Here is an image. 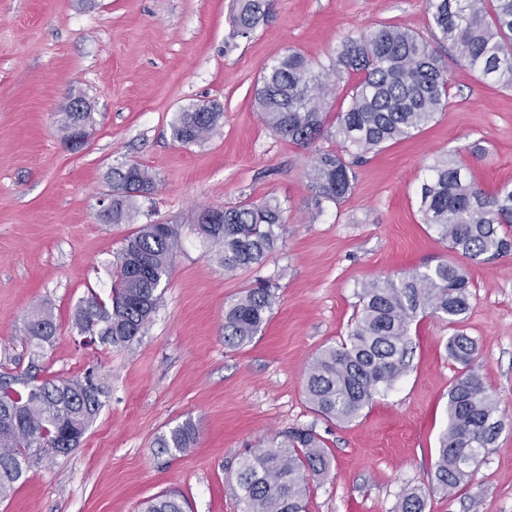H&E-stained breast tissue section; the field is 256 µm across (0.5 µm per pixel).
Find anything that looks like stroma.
<instances>
[{"mask_svg":"<svg viewBox=\"0 0 512 512\" xmlns=\"http://www.w3.org/2000/svg\"><path fill=\"white\" fill-rule=\"evenodd\" d=\"M237 0H0V373L38 363L58 379L94 371L107 394L79 446L44 457L0 512H138L180 491L187 512H242L239 457L291 427L315 430L331 459L311 482L307 512H394L403 492L427 495L426 512H512V255L490 263L452 251L423 224L418 193L435 159L465 165L486 192L512 182V88L451 50L448 105L410 138L355 166L351 194L315 209L307 172L322 138L304 148L263 122L254 92L278 56L297 51L329 67L339 43L384 23L432 39L424 0H271L246 35ZM83 95L94 126L71 151L60 124ZM217 102L220 130L183 146L171 124L181 109ZM136 162L155 191L137 198L132 223H104L100 201L113 167ZM276 200L284 227L259 268L228 275L217 247L190 219L206 207ZM182 227L181 245L142 335L116 349L83 345L72 314L89 293L112 295V261L142 225ZM461 265L470 310L456 324L427 315L410 329V367L351 422L318 415L304 378L321 350L346 340L362 285L378 277ZM276 303L246 346L224 343L225 308L256 280ZM50 307L57 324L43 357L25 332ZM476 339L474 365L505 426L471 480L433 490L448 391L462 367L447 352L457 332ZM192 420L195 443L156 455L155 437Z\"/></svg>","mask_w":512,"mask_h":512,"instance_id":"stroma-1","label":"stroma"}]
</instances>
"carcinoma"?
I'll use <instances>...</instances> for the list:
<instances>
[{
  "label": "carcinoma",
  "instance_id": "cac0c4a2",
  "mask_svg": "<svg viewBox=\"0 0 512 512\" xmlns=\"http://www.w3.org/2000/svg\"><path fill=\"white\" fill-rule=\"evenodd\" d=\"M425 0L435 42L449 45L483 76L512 87V0ZM266 12L265 0H240L235 25L246 32ZM344 68L361 75L347 107L326 124L335 88L330 73ZM256 102L265 124L302 147L330 137L341 151L316 153L308 176L315 206L339 203L352 191L353 167L365 155L421 129L448 103V66L430 42L395 25H382L344 39L328 69L315 70L301 53L280 57L262 77ZM224 112L196 104L177 113L173 140L182 145L207 140L222 125ZM93 126L92 112H65L63 136L74 122ZM114 224L132 220L134 201L154 191L155 180L138 163L112 168ZM216 224L191 223L199 235L219 246L224 272L260 267L280 239L282 213L270 200L221 207ZM422 221L435 227L451 248L473 260L512 254V183L493 193L466 174L464 165L443 159L429 167L420 187ZM181 240L178 224H145L125 239L112 262V298L96 295L76 305L72 326L85 339L123 348L150 321ZM469 281L463 269L443 262L425 271L387 275L358 292L359 307L348 340L324 349L309 365L304 392L320 415L341 422L357 418L376 396L389 389L408 367L409 331L429 313L454 324L469 310ZM276 296L256 281L224 311V343L242 347L253 341L269 318ZM57 326L50 308L27 322V335L49 344ZM477 344L458 332L448 353L463 366L448 392V427L439 438L433 488L453 494L472 476L481 455L496 443L504 420L473 366ZM106 390L88 371L70 379H44L25 373L0 374V501L25 479L41 454H69L77 448L102 406ZM187 420L156 437V454L182 452L196 439ZM331 461L321 436L311 429L281 433L268 448L241 457L236 496L243 512H305L309 481L329 474ZM425 495L405 492L397 512H425ZM140 512H185L184 500L167 491L143 503Z\"/></svg>",
  "mask_w": 512,
  "mask_h": 512
}]
</instances>
